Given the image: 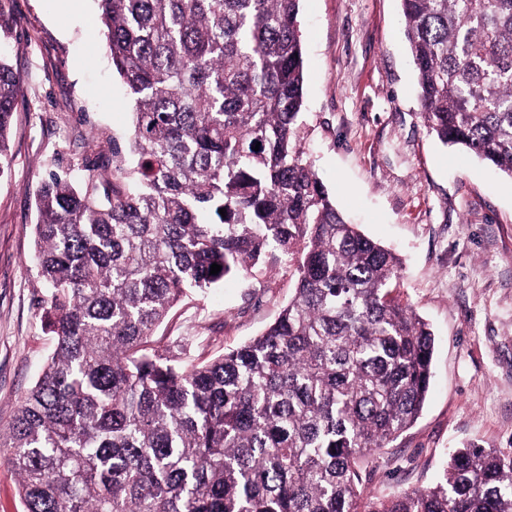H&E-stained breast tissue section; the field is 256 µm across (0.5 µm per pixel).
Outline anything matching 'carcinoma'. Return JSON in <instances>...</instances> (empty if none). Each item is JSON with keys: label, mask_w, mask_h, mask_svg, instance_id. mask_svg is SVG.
<instances>
[{"label": "carcinoma", "mask_w": 512, "mask_h": 512, "mask_svg": "<svg viewBox=\"0 0 512 512\" xmlns=\"http://www.w3.org/2000/svg\"><path fill=\"white\" fill-rule=\"evenodd\" d=\"M96 2L132 128L112 184L39 189L55 344L0 432L23 512H512V456L474 443L430 487H360L423 409L434 337L305 160L300 0ZM401 2L426 128L512 177V0ZM19 94L0 56V177ZM269 257L295 288L260 335L211 360L153 345L181 297Z\"/></svg>", "instance_id": "cac0c4a2"}]
</instances>
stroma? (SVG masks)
<instances>
[{"instance_id":"1","label":"stroma","mask_w":512,"mask_h":512,"mask_svg":"<svg viewBox=\"0 0 512 512\" xmlns=\"http://www.w3.org/2000/svg\"><path fill=\"white\" fill-rule=\"evenodd\" d=\"M21 94L11 163L0 177V429L52 347L46 298L29 259L40 183L86 169L112 178V143L130 125L96 0H5ZM305 68L299 134L337 207L391 249L397 290L435 336L433 378L417 421L359 466L365 493L431 486L452 449L512 455V177L430 135L401 23V0H301ZM287 266L266 261L180 301L157 346L194 337L211 359L260 335L292 298Z\"/></svg>"}]
</instances>
